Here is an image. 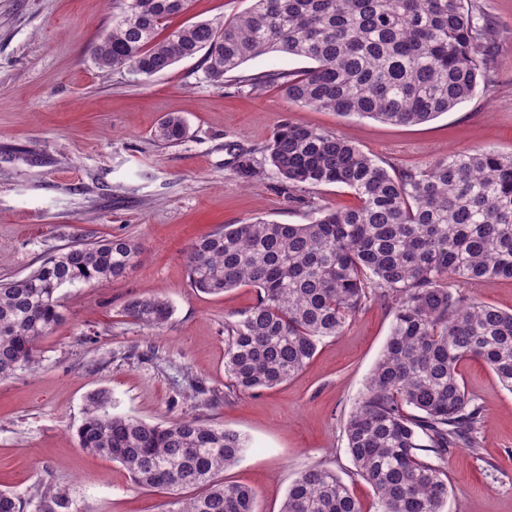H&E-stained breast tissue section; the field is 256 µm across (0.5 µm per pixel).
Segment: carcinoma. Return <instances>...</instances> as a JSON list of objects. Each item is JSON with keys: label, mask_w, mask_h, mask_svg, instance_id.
Returning <instances> with one entry per match:
<instances>
[{"label": "carcinoma", "mask_w": 512, "mask_h": 512, "mask_svg": "<svg viewBox=\"0 0 512 512\" xmlns=\"http://www.w3.org/2000/svg\"><path fill=\"white\" fill-rule=\"evenodd\" d=\"M190 2L112 0V27L94 46L97 64L148 78L200 53L206 78L222 84L245 62L281 52L313 66L244 82L279 88L296 106L395 125L428 122L472 99L492 65L495 24L467 0H251L222 21L162 34ZM185 134L176 114L154 131L164 144ZM266 152L292 188L343 184L359 203L319 206L306 224H226L190 243L192 287L210 295L256 289L253 305L224 320L229 387L250 392L292 379L372 297L391 300L386 347L344 423L347 450L377 495V512H442L448 451L477 448L483 414L460 365L480 360L512 391V313L447 286L452 277L512 278V155L454 152L392 174L349 141L290 122L277 127ZM139 255L125 238L79 243L0 284V378L33 364L39 342L63 321L60 288L105 286ZM124 315L159 330L172 308L145 294ZM76 435L80 448L120 464L142 487L199 490L168 512H255L252 491L221 478L248 448L236 431L196 417L150 424L114 414L100 390ZM26 504L0 490V512H24ZM36 512L75 510L45 484ZM280 512L364 510L335 472L314 466L290 484Z\"/></svg>", "instance_id": "1"}]
</instances>
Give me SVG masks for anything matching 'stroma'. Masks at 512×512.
Listing matches in <instances>:
<instances>
[{"label": "stroma", "mask_w": 512, "mask_h": 512, "mask_svg": "<svg viewBox=\"0 0 512 512\" xmlns=\"http://www.w3.org/2000/svg\"><path fill=\"white\" fill-rule=\"evenodd\" d=\"M250 4L192 0L170 25ZM471 4L497 28L487 85L450 112L402 126L301 108L277 88L257 92L239 79L210 83L197 57L149 78L103 69L93 47L112 26V0H0V283L76 241L128 237L142 248L112 284L62 288L64 319L42 340L35 367L0 380V489L33 500L48 483L78 512H168L171 492L140 487L120 464L79 447L86 399L105 390L116 414L149 423L193 416L245 435L249 448L224 478L251 488L258 512H280L291 482L317 465L336 472L364 512H376L343 426L385 348L390 305L372 299L287 382L235 392L224 372V319L251 306L256 290L197 291L186 251L224 224H304L314 207L357 204L339 184L295 194L282 187L265 148L287 121L336 134L390 171L450 152L512 153V0ZM170 113L188 131L163 145L153 133ZM448 286L512 312L510 278L455 277ZM145 293L173 308L162 331L123 314ZM460 371L484 414L478 449L448 452L443 512H512V392L482 362Z\"/></svg>", "instance_id": "1"}]
</instances>
